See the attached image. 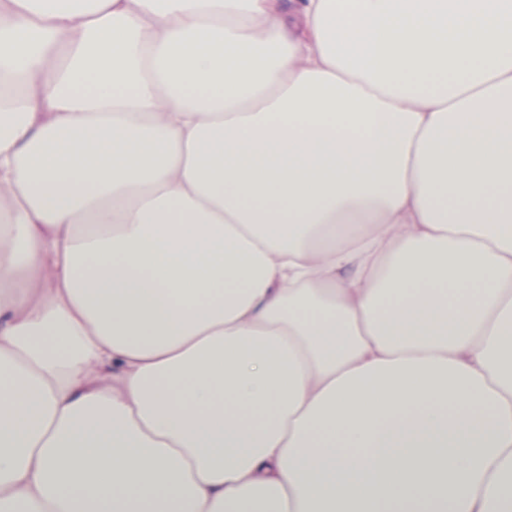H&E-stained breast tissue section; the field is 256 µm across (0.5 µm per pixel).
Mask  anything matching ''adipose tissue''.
Returning a JSON list of instances; mask_svg holds the SVG:
<instances>
[{
	"label": "adipose tissue",
	"instance_id": "obj_1",
	"mask_svg": "<svg viewBox=\"0 0 512 512\" xmlns=\"http://www.w3.org/2000/svg\"><path fill=\"white\" fill-rule=\"evenodd\" d=\"M0 512H512V0H0Z\"/></svg>",
	"mask_w": 512,
	"mask_h": 512
}]
</instances>
